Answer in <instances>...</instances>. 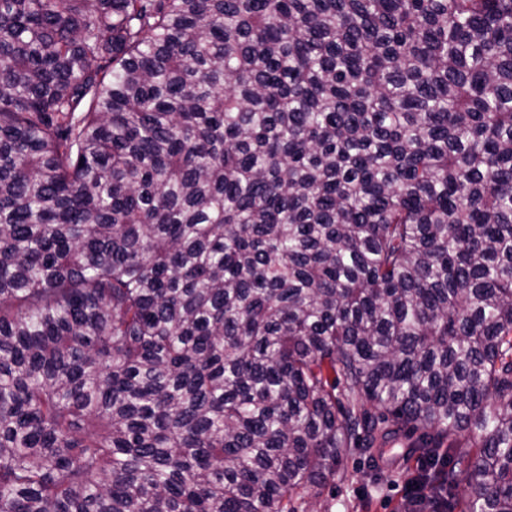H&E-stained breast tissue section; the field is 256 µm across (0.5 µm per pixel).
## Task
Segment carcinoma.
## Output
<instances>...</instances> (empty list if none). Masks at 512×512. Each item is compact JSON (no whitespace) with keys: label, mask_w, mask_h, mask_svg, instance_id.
Instances as JSON below:
<instances>
[{"label":"carcinoma","mask_w":512,"mask_h":512,"mask_svg":"<svg viewBox=\"0 0 512 512\" xmlns=\"http://www.w3.org/2000/svg\"><path fill=\"white\" fill-rule=\"evenodd\" d=\"M398 440L512 512V0H0V512Z\"/></svg>","instance_id":"1"}]
</instances>
